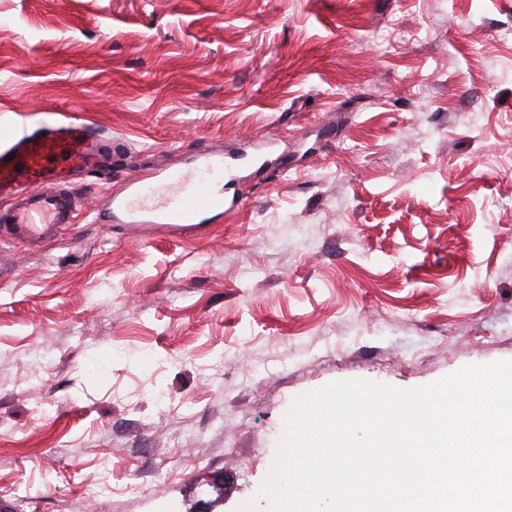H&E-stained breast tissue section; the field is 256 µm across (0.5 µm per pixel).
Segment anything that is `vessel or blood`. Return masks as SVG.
<instances>
[{
    "label": "vessel or blood",
    "instance_id": "obj_1",
    "mask_svg": "<svg viewBox=\"0 0 512 512\" xmlns=\"http://www.w3.org/2000/svg\"><path fill=\"white\" fill-rule=\"evenodd\" d=\"M111 139L69 118L0 141V231L21 243L47 240L76 224L80 206L71 192L74 180L112 175ZM233 185L224 154L193 156L188 167L132 177L109 204L110 220L150 224L157 231L195 235L213 217L227 214L226 194L218 183Z\"/></svg>",
    "mask_w": 512,
    "mask_h": 512
}]
</instances>
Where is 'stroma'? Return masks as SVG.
I'll use <instances>...</instances> for the list:
<instances>
[{
	"label": "stroma",
	"mask_w": 512,
	"mask_h": 512,
	"mask_svg": "<svg viewBox=\"0 0 512 512\" xmlns=\"http://www.w3.org/2000/svg\"><path fill=\"white\" fill-rule=\"evenodd\" d=\"M65 115L127 151L0 240V512H236L296 397L512 360V0H0V138ZM216 149L229 218L105 222Z\"/></svg>",
	"instance_id": "obj_1"
}]
</instances>
